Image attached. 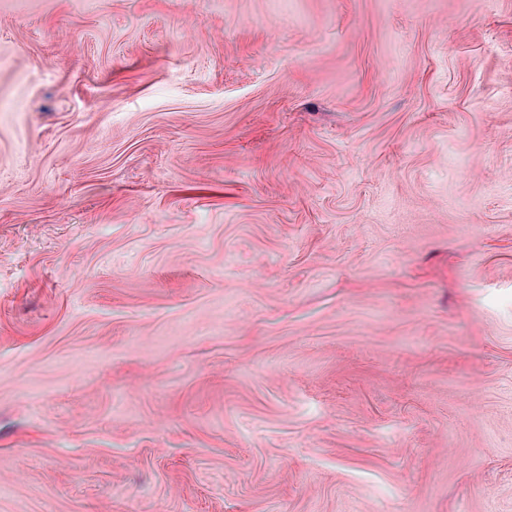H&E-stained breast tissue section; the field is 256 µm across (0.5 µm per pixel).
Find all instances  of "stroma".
Here are the masks:
<instances>
[{"label": "stroma", "instance_id": "stroma-1", "mask_svg": "<svg viewBox=\"0 0 512 512\" xmlns=\"http://www.w3.org/2000/svg\"><path fill=\"white\" fill-rule=\"evenodd\" d=\"M0 512H512V0H0Z\"/></svg>", "mask_w": 512, "mask_h": 512}]
</instances>
